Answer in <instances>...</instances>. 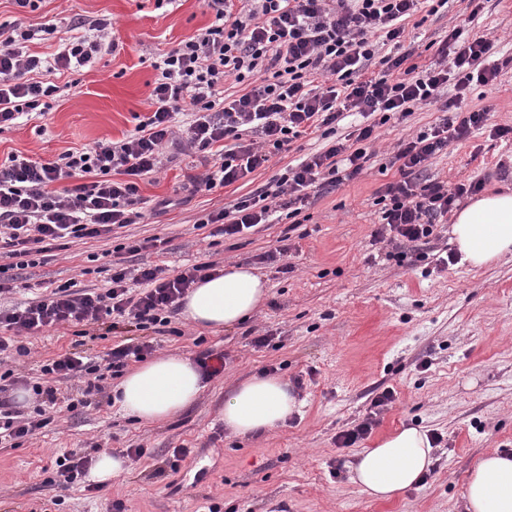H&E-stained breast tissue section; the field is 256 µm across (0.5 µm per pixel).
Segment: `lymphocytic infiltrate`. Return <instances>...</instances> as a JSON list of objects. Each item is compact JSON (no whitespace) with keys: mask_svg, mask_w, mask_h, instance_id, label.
<instances>
[{"mask_svg":"<svg viewBox=\"0 0 512 512\" xmlns=\"http://www.w3.org/2000/svg\"><path fill=\"white\" fill-rule=\"evenodd\" d=\"M40 0H13L18 15L0 22V130L41 116L44 99L62 91L54 75L93 67L112 51V23L105 18L74 16L68 36L54 53L30 54L39 34H55L52 24H31L29 13ZM212 11V24L192 39L161 55L159 72L148 100L151 111L132 133L102 140L92 147L66 151L53 161L11 155L0 161V356H27L20 336L62 326L128 324L145 331L167 327L193 286L217 275L214 260L187 266L170 276L156 264L131 267L127 254L160 249L159 237L114 244L109 275L102 288H81L75 281L58 284L46 295L13 301L14 276L43 263L54 250L69 249L82 240L112 241L116 230L142 223L144 198L140 180L166 165V148L178 127L196 152H215L205 173L191 177L194 191L227 187L264 166L270 153L289 150L293 141L320 132L321 149L288 165L229 206L201 215L202 230L215 226L231 239L276 214L297 219L311 193L333 188L360 175L375 156L376 130L391 118L406 119L424 103L442 101L453 118L430 131L403 139L389 160L397 180L378 192L380 222L376 242L418 243L433 234L435 224L451 213L456 201L481 192L484 180L448 187L421 179L425 164L485 124L487 110L462 111L467 93L494 85L500 74L491 57L495 38L474 34L468 21L449 29L438 47L436 66L419 68L413 50L391 55L387 45H400L405 23L421 6L430 14L444 10L448 0H202ZM382 70L365 72L373 63ZM242 84L236 98L223 97L226 79ZM455 89L443 98L444 87ZM360 124L339 130L347 113ZM155 349L153 341L133 338L112 346L99 360L69 349L41 366L45 383H29L14 369L0 371V447L18 448L52 423L51 411L65 402L68 411L98 404L107 378ZM78 381L76 395L58 399L56 385ZM30 388L33 404L20 410L10 393Z\"/></svg>","mask_w":512,"mask_h":512,"instance_id":"f902f5d3","label":"lymphocytic infiltrate"}]
</instances>
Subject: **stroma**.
<instances>
[{"instance_id":"1","label":"stroma","mask_w":512,"mask_h":512,"mask_svg":"<svg viewBox=\"0 0 512 512\" xmlns=\"http://www.w3.org/2000/svg\"><path fill=\"white\" fill-rule=\"evenodd\" d=\"M467 0H448L444 14L422 25L407 23L406 34L420 66L434 62L433 42L443 39ZM108 18L116 46L92 69L71 71L70 86L51 100L43 117L0 131V160L11 154L52 160L104 139L132 131L149 109V85L160 54L207 27L213 16L202 0H42L35 23L66 26L70 16ZM474 32L500 39L506 60L495 85L473 90L467 106L487 108L489 119L463 140L451 142L427 165L424 175L449 185L466 183L512 163V139L494 130L512 127V0H486L472 23ZM441 104L418 108L404 122L389 121L375 144L377 157L358 178L311 196L308 221L285 231L262 224L251 234L209 246L196 218L254 190L301 153L322 147L319 134L300 139L299 149L272 156L259 170L214 192H191L189 176L203 173L197 155L171 147L167 169L140 185L150 201L171 199L165 212L147 213L128 233L167 239L165 261L178 271L212 253L220 267L249 265L256 254L275 248L289 234L290 273L277 264L258 267L268 296L245 322L211 330L175 316L173 332L156 335V355L197 358L208 348L223 350V374L206 381L197 400L176 417L142 424L117 406L70 412L58 407L54 422L19 448L0 449V501L16 512H110L122 500L126 512H462L468 471L482 456L512 451V255L473 269L437 264L453 251L449 224H439L419 258L399 266L389 261V243L373 244L379 221L378 189L396 180L386 163L397 143L441 122ZM105 245L90 241L55 252L47 262L19 271L18 299L38 283L77 279L103 287L90 272L104 266ZM126 329L108 336H79L77 328L50 330L27 339L29 356L19 372L36 378L42 361L81 346L102 354L126 339ZM266 337L255 346L256 337ZM272 366L296 385L298 414L273 431L239 437L224 427V400L234 387ZM393 389L392 403L379 414L372 439L403 427H420L441 439L426 478L392 500H374L351 480L356 447L338 436L362 422L373 398ZM101 443L110 453L145 447L147 455L126 461L123 472L96 495L83 485H53L55 460L64 452ZM188 456L174 461L172 452ZM178 471H171V463Z\"/></svg>"}]
</instances>
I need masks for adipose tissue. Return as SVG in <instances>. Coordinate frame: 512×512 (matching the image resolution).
Here are the masks:
<instances>
[{"label":"adipose tissue","mask_w":512,"mask_h":512,"mask_svg":"<svg viewBox=\"0 0 512 512\" xmlns=\"http://www.w3.org/2000/svg\"><path fill=\"white\" fill-rule=\"evenodd\" d=\"M451 241L460 260L482 268L512 254V192L478 197L454 217ZM265 282L250 268L235 266L198 283L183 301L182 315L206 328H229L266 298ZM202 375L187 356H164L130 371L113 391L119 410L145 423L165 421L196 400ZM301 403L276 376L253 377L224 400V426L249 437L283 425ZM433 449L426 431L404 427L361 449L352 466L360 491L380 500L414 488L429 472ZM464 512H512V452H493L470 469Z\"/></svg>","instance_id":"obj_1"}]
</instances>
